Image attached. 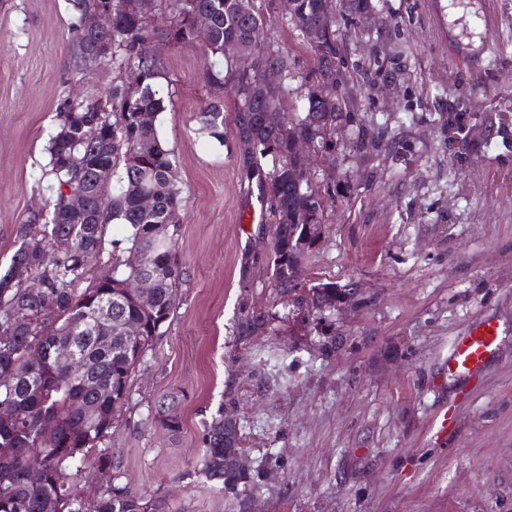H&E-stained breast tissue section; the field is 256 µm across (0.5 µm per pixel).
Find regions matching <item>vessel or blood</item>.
<instances>
[{"label":"vessel or blood","mask_w":512,"mask_h":512,"mask_svg":"<svg viewBox=\"0 0 512 512\" xmlns=\"http://www.w3.org/2000/svg\"><path fill=\"white\" fill-rule=\"evenodd\" d=\"M498 336L497 322L488 318L457 337L448 355L449 374L462 380L477 375L493 357Z\"/></svg>","instance_id":"b4317fda"}]
</instances>
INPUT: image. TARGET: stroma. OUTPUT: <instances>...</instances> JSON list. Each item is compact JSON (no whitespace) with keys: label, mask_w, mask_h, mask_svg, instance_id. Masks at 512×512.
Returning a JSON list of instances; mask_svg holds the SVG:
<instances>
[{"label":"stroma","mask_w":512,"mask_h":512,"mask_svg":"<svg viewBox=\"0 0 512 512\" xmlns=\"http://www.w3.org/2000/svg\"><path fill=\"white\" fill-rule=\"evenodd\" d=\"M371 3L336 9L347 118L311 166V182L337 193L305 259L366 304L324 327L295 316L238 342L242 302L288 305L265 263L241 282L260 247L261 225L245 220L257 196L233 149L200 130V53L157 48L173 79L159 132L183 189L184 275L109 445L114 473L173 512H512V0ZM70 22L66 0H0L1 266L46 203L61 112L116 78H75ZM486 317L500 327L496 357L468 381L449 377L453 341ZM164 402L179 432L161 425ZM220 410L240 422L252 476L235 496L201 473L204 425Z\"/></svg>","instance_id":"stroma-1"}]
</instances>
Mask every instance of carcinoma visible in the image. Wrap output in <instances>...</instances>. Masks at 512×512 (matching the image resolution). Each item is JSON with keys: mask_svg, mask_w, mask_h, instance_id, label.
<instances>
[{"mask_svg": "<svg viewBox=\"0 0 512 512\" xmlns=\"http://www.w3.org/2000/svg\"><path fill=\"white\" fill-rule=\"evenodd\" d=\"M289 23L304 37L321 15H336V0H295ZM101 0H68L72 17V71L115 67L120 81L103 94L87 90L68 106L59 127L70 138L48 139L46 180L48 210L31 211L17 231L18 248L0 268V512H172L164 494L141 495L130 485L108 486L87 501L71 479L86 472L88 463L112 469L107 441L130 397V381L148 350L163 336L176 305L183 268L177 251L180 225L175 223L182 187L172 152L160 137L161 115L172 107L163 63L154 45L197 44L204 58L203 78L212 102L201 112L200 130L219 145L245 138L251 149L238 156L247 190L257 188L269 204V253L265 255L277 294H306L308 311L323 316L343 301L363 304L358 290L333 281L310 283L303 259L318 243L314 225L322 223L331 188L312 185L294 137L264 122L272 102L283 111L288 129L314 142L315 151L331 150L339 104L338 75L342 34L304 45L317 59L304 83V110L288 101V79L294 61L268 34L276 13L273 0H158L151 16L113 4L112 19L85 34L82 14ZM209 25L201 28L198 17ZM239 40L251 47L256 70L277 66L283 83L262 94L257 74L242 72L225 55L224 43ZM233 93L235 116L224 128L225 90ZM112 168V196L92 191L96 169ZM87 194L84 212L66 205L68 191ZM152 198L145 209L141 199ZM124 228L121 239L107 240L108 228ZM111 242L112 250L106 249ZM141 254L136 269L126 255ZM28 267L43 285L35 293L13 271ZM153 278V296L143 305L131 285L141 274ZM280 319L275 309L256 311L243 303L236 323L241 341ZM140 323L139 337H128L125 325ZM73 353L71 364L56 360L59 349ZM162 425L176 432L182 420L175 406L159 408ZM54 438L41 439L44 425ZM224 411L205 426L202 471L228 494L251 481L248 474L224 469ZM41 457L42 482L28 479V464Z\"/></svg>", "mask_w": 512, "mask_h": 512, "instance_id": "1", "label": "carcinoma"}]
</instances>
